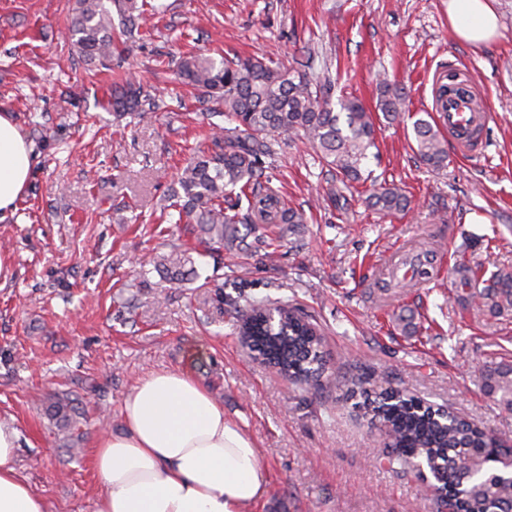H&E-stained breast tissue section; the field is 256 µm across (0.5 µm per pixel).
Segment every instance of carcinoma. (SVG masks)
<instances>
[{"label":"carcinoma","mask_w":512,"mask_h":512,"mask_svg":"<svg viewBox=\"0 0 512 512\" xmlns=\"http://www.w3.org/2000/svg\"><path fill=\"white\" fill-rule=\"evenodd\" d=\"M117 12L122 30L114 28ZM146 0H74L67 31L71 45L85 62L94 64L112 57L122 36L139 27ZM184 83L224 107L227 126L214 133L212 148L195 153L178 178L174 192L178 222L192 226L208 244L224 246L234 238L248 249L237 225L249 227L254 242H263L266 224H283L296 232L307 223L305 214L286 206L277 193L262 189L264 158L271 155L275 135H300L335 173L336 182L350 189L363 180V164L375 146L376 123L371 112L355 96L343 95L332 104L334 83L314 80L307 73L281 67L262 59L217 61L203 55L185 56L179 62ZM377 111L390 120L405 111L400 88L383 79L379 83ZM112 111L142 112L140 89L125 82L112 90ZM416 151L426 166H448L445 137L440 128L423 118L413 124ZM410 197L395 184H381L367 196L370 208L386 215L410 208ZM189 258L173 251L142 261L172 284L197 272L187 267ZM458 303L462 309L488 311L495 317L512 315V268L500 267L478 287L472 269L458 265ZM238 335L258 357L273 363L294 383L312 377L332 380L333 371L324 359L320 334L300 309L288 305L252 303L245 312L234 309ZM485 392L501 407L512 411V363H493L480 375ZM362 407L380 422L388 469L406 474V457L424 460L441 475L436 489L448 490L458 512H512V478L503 460L512 448L492 431L440 409L403 391L386 388L362 392ZM58 427L72 423L69 398L58 396L49 407Z\"/></svg>","instance_id":"1"}]
</instances>
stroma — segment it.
<instances>
[{"label":"stroma","instance_id":"1","mask_svg":"<svg viewBox=\"0 0 512 512\" xmlns=\"http://www.w3.org/2000/svg\"><path fill=\"white\" fill-rule=\"evenodd\" d=\"M149 2L155 12L101 67L66 36L73 0H0V113L35 154L28 188L0 221L12 270L0 281V423L21 433V474L48 512H95L99 436L123 430V400L142 374L186 368L270 465L268 497L246 512H440L428 481L378 465L379 432L347 381L406 390L512 439V411L479 379L485 365L512 361V316L463 311L451 273L462 262L512 266V0H494L500 35L488 46L457 40L448 0ZM192 53L304 67L371 109L383 74L420 117L432 109L434 73L450 64L484 94L483 147L468 156L449 147L436 171L416 155L411 122L377 118V155L364 170L412 201L385 216L367 206L363 183L331 199L334 178L311 145L278 137L263 175L306 224L292 235L272 224L250 251L215 253L166 210L179 171L224 122L179 78ZM125 80L141 86L149 111L112 112V86ZM431 242L441 250L429 278L395 288L384 256ZM175 249L197 280L176 288L140 275L142 256ZM220 290L243 309L305 308L335 384L297 385L249 358ZM62 394L80 410L63 431L46 415Z\"/></svg>","mask_w":512,"mask_h":512}]
</instances>
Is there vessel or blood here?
<instances>
[{"label": "vessel or blood", "instance_id": "1", "mask_svg": "<svg viewBox=\"0 0 512 512\" xmlns=\"http://www.w3.org/2000/svg\"><path fill=\"white\" fill-rule=\"evenodd\" d=\"M437 82L448 87L447 94L441 96L435 105L440 127L461 152L477 150L480 146L479 135L488 114L475 108L479 96L476 87L465 74H457L450 69L440 72ZM427 262V257L401 253L390 256L388 267L394 274L410 279L414 276V266Z\"/></svg>", "mask_w": 512, "mask_h": 512}]
</instances>
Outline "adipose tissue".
<instances>
[{
    "label": "adipose tissue",
    "mask_w": 512,
    "mask_h": 512,
    "mask_svg": "<svg viewBox=\"0 0 512 512\" xmlns=\"http://www.w3.org/2000/svg\"><path fill=\"white\" fill-rule=\"evenodd\" d=\"M456 37L487 45L499 37L492 0H448ZM32 148L0 113V221L28 185ZM124 429L102 435L94 466L104 490L96 512H242L262 502L269 471L255 439L182 369L145 373L122 404ZM20 433L0 423V512H47L20 476Z\"/></svg>",
    "instance_id": "ef3b65f1"
}]
</instances>
